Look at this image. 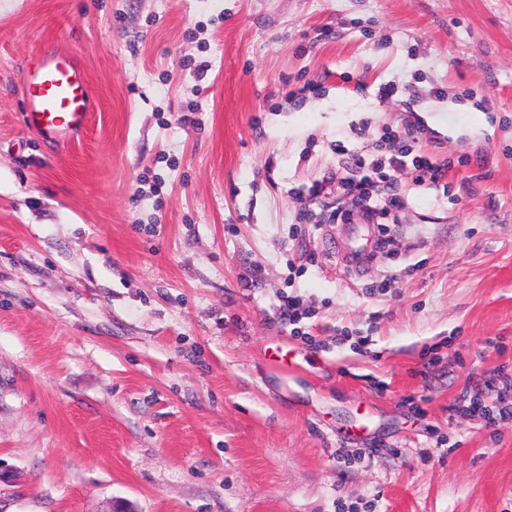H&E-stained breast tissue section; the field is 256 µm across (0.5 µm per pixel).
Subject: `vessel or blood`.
<instances>
[{"mask_svg": "<svg viewBox=\"0 0 512 512\" xmlns=\"http://www.w3.org/2000/svg\"><path fill=\"white\" fill-rule=\"evenodd\" d=\"M24 74L27 126L49 137L76 135L87 127L93 104L87 74L74 53L46 50Z\"/></svg>", "mask_w": 512, "mask_h": 512, "instance_id": "1", "label": "vessel or blood"}]
</instances>
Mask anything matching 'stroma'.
<instances>
[{
  "label": "stroma",
  "instance_id": "obj_1",
  "mask_svg": "<svg viewBox=\"0 0 512 512\" xmlns=\"http://www.w3.org/2000/svg\"><path fill=\"white\" fill-rule=\"evenodd\" d=\"M408 103L468 162L355 271L307 189ZM506 405L512 0H0V512H512ZM24 74L27 126L48 137L78 135L87 127L93 104L87 74L74 53L46 50Z\"/></svg>",
  "mask_w": 512,
  "mask_h": 512
}]
</instances>
